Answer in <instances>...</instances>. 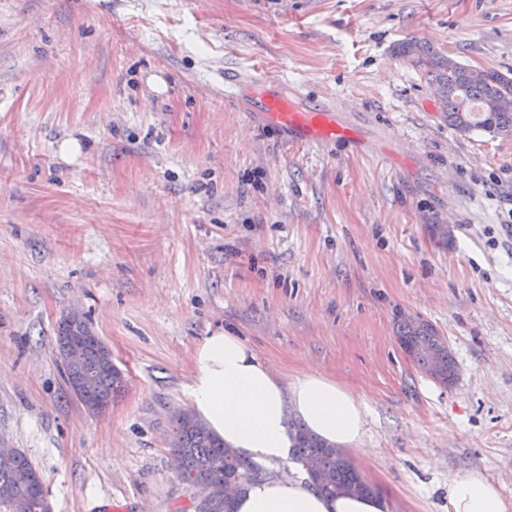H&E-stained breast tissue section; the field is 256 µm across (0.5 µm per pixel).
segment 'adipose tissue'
Here are the masks:
<instances>
[{"label": "adipose tissue", "mask_w": 512, "mask_h": 512, "mask_svg": "<svg viewBox=\"0 0 512 512\" xmlns=\"http://www.w3.org/2000/svg\"><path fill=\"white\" fill-rule=\"evenodd\" d=\"M188 392L200 420L270 470L237 498L236 512H384L379 498L328 497L283 473L292 417L341 447L363 437L366 405L341 385L315 373L285 384L240 336L219 330L199 343ZM448 512H512V505L480 474L463 473L448 483Z\"/></svg>", "instance_id": "1"}]
</instances>
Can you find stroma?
<instances>
[{
  "instance_id": "35a3bbf8",
  "label": "stroma",
  "mask_w": 512,
  "mask_h": 512,
  "mask_svg": "<svg viewBox=\"0 0 512 512\" xmlns=\"http://www.w3.org/2000/svg\"><path fill=\"white\" fill-rule=\"evenodd\" d=\"M408 37L512 69V0H0V443L51 512H192L171 420L220 329L366 401L348 456L386 512H448L465 472L512 502V136L448 126ZM258 65L364 147L285 145L251 86L225 100ZM75 308L126 379L101 415L56 348ZM402 315L445 337L453 384ZM402 317L396 328V339L404 353L420 368L433 364L438 381L451 385L457 374L452 352L448 355V343L429 323L416 318Z\"/></svg>"
}]
</instances>
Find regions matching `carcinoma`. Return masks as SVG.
Listing matches in <instances>:
<instances>
[{"label":"carcinoma","mask_w":512,"mask_h":512,"mask_svg":"<svg viewBox=\"0 0 512 512\" xmlns=\"http://www.w3.org/2000/svg\"><path fill=\"white\" fill-rule=\"evenodd\" d=\"M398 54L408 57L430 83L442 89L441 112L448 126L462 134L480 130L492 137L512 135V108L504 110L499 101L512 96V70L485 71L482 80L472 77V68L450 55L433 50L414 38L399 43ZM396 339L404 353L420 368L432 364L438 381L444 385L456 379L457 366L448 353V343L429 323L402 317ZM58 353L66 359L68 389L88 411L112 404L124 389L120 369L105 358V343L88 322L68 315L57 324ZM294 430L293 459L305 468L310 482L320 493L376 496L354 463L312 434L300 422ZM224 440L209 430L195 415H177L173 420L171 451L181 480L192 486L205 482L211 486L210 498L199 512H236L235 502L224 499V483L238 484L244 491L261 473L254 463L237 454L224 452ZM47 492L36 466L21 451L7 466H0V504L12 512H48L43 507Z\"/></svg>","instance_id":"obj_1"}]
</instances>
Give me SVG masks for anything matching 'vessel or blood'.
I'll use <instances>...</instances> for the list:
<instances>
[{
    "mask_svg": "<svg viewBox=\"0 0 512 512\" xmlns=\"http://www.w3.org/2000/svg\"><path fill=\"white\" fill-rule=\"evenodd\" d=\"M274 81L270 72L263 71L252 82L253 109L266 124L281 129L300 144L354 140V132L337 122L334 104H309L287 89L272 90Z\"/></svg>",
    "mask_w": 512,
    "mask_h": 512,
    "instance_id": "obj_1",
    "label": "vessel or blood"
}]
</instances>
